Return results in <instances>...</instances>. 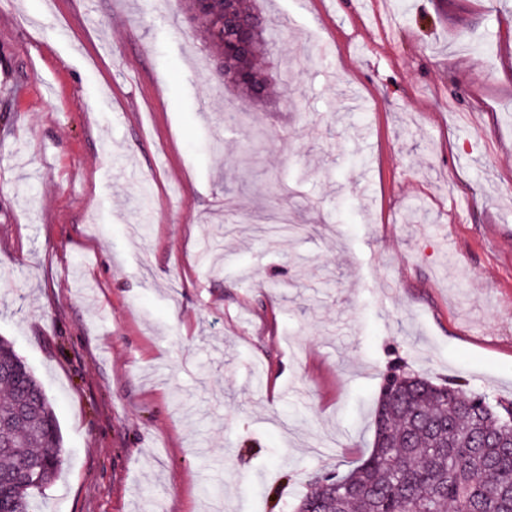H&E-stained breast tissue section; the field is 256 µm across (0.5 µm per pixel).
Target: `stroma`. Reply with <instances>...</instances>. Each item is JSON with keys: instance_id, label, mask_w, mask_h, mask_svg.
Segmentation results:
<instances>
[{"instance_id": "stroma-1", "label": "stroma", "mask_w": 512, "mask_h": 512, "mask_svg": "<svg viewBox=\"0 0 512 512\" xmlns=\"http://www.w3.org/2000/svg\"><path fill=\"white\" fill-rule=\"evenodd\" d=\"M255 7L270 100L178 0H0V337L65 450L35 512H294L391 368L512 399V7Z\"/></svg>"}]
</instances>
